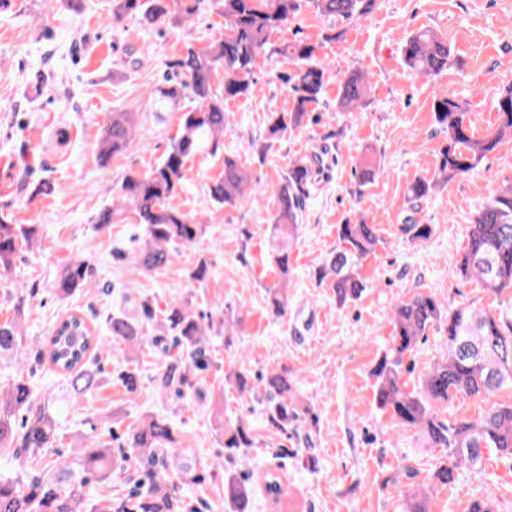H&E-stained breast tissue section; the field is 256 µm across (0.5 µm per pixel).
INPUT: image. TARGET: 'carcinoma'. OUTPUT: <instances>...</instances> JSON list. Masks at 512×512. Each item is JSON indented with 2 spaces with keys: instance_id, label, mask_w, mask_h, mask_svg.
<instances>
[{
  "instance_id": "1",
  "label": "carcinoma",
  "mask_w": 512,
  "mask_h": 512,
  "mask_svg": "<svg viewBox=\"0 0 512 512\" xmlns=\"http://www.w3.org/2000/svg\"><path fill=\"white\" fill-rule=\"evenodd\" d=\"M206 0H155L142 9V0H112V16L143 15L150 24H161L177 16L186 21L195 16ZM224 15V37L202 46H190L175 66L179 80L158 85L151 94V111L178 112L179 129L170 141L165 157L145 173H130L113 189L112 204L105 206L93 224L105 230L122 224L131 215L143 226L144 238L136 255L149 272L164 270L175 257L177 246L192 244L203 225L171 205L182 189L188 162L200 154H214L223 146L224 101L248 96L254 87L256 58L271 51L281 56L290 70L279 75L287 86L292 107L269 116L271 138L279 139L301 124L313 104L320 102L326 86L327 65L317 56V46L305 38L271 46V34L290 23L300 8V0H213ZM315 13L326 23L333 37L343 26L368 16L376 0H309ZM401 53L409 72L434 77L448 69L450 51L445 40L430 29H419L404 40ZM224 74V94L213 89L218 74ZM368 90L367 75L355 71L345 78L338 109L354 112L362 107ZM189 97L190 108L180 109ZM433 118L446 143L437 157L434 176L417 179L408 188L410 209L400 230L412 242H423L433 233L430 224L417 219L421 205L436 187L476 169L506 138H512V86L504 88L496 100L498 124L495 130L477 137L466 120V108L458 100L437 95L433 98ZM138 124L135 112L110 115L100 140L99 161L108 164L126 152L134 142ZM321 154L311 151L288 163V170L274 194L275 209L270 215V247L280 275L273 289V314L285 312L290 273V255L297 239L306 199L319 183ZM379 168L366 158L355 168L362 184L375 179ZM254 182L247 162L224 158V172L210 187L213 200L234 207L244 201ZM337 246L324 260L319 274L328 282L336 301L344 305L358 299L365 288L361 276L363 260L378 245V229L359 219L337 225ZM36 227L17 223L8 212H0V272L8 271L18 252V240L34 242ZM457 273L475 278L487 290L499 293L512 288V185L497 189L482 205L469 226L467 246L456 266ZM95 282L91 265L83 260L69 263L57 288L63 295ZM110 337L130 350L146 343L161 345L165 354L156 382L164 391L186 397L193 390L197 372L208 368L206 342L208 328L189 309V302L173 299L158 309L151 300L141 303L136 315L114 313L106 318ZM445 325L448 353L435 362L418 391L408 389L405 365L417 344L438 324ZM391 345L372 370L378 408L400 423L421 432L430 447L444 455L433 478L442 485L456 480L459 469L473 466L482 449H494L512 461V403L499 404L474 420L446 423L436 412L440 403L458 395L486 396L512 390V320L495 316L470 305L448 311L432 295L418 293L398 302L392 312ZM23 342L16 320L0 323V362L13 361ZM46 359L76 395L91 393L101 385L99 370L91 354H112V342L95 333L85 318L70 314L57 321L52 335L39 343ZM122 386L134 394L140 388L137 364L129 361L118 374ZM264 411L268 424L279 430L299 417L288 372L267 377ZM51 397L41 403L23 371L17 370L11 384L0 390V460L15 467V475H0V512H187L184 487L202 480L193 456L182 451L177 430L170 420L147 416L131 428L126 438L128 452L120 457L143 474L131 497L112 498L103 487L112 481V444L100 438L84 445L81 453L59 457L48 469L42 460L54 452L61 409ZM224 454L236 456L253 447L248 428L239 423L225 426ZM266 493L274 500L283 495L280 476L263 475ZM253 487L234 475L224 477L225 501L237 512L249 503ZM468 512H494V496L485 492L470 502Z\"/></svg>"
}]
</instances>
